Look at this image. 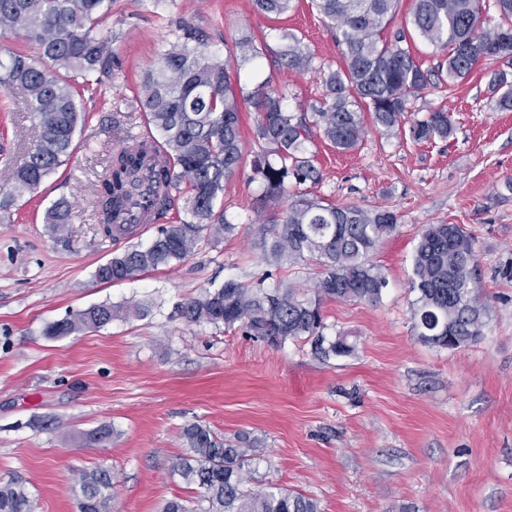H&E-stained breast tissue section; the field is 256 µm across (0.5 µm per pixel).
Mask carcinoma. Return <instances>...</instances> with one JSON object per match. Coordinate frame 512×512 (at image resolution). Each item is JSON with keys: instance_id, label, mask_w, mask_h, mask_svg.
<instances>
[{"instance_id": "obj_1", "label": "carcinoma", "mask_w": 512, "mask_h": 512, "mask_svg": "<svg viewBox=\"0 0 512 512\" xmlns=\"http://www.w3.org/2000/svg\"><path fill=\"white\" fill-rule=\"evenodd\" d=\"M294 0H252L254 10L282 15ZM398 0H312L327 20L345 66L325 77L320 101L291 112L286 95L262 83L251 92L235 91L230 60L208 56L197 31L182 25L183 41L164 49L157 63L145 71L138 98L153 143L134 137L112 152L95 189V215L105 237L131 236L136 225L127 214L134 199L152 198L153 215L160 221L178 198L184 199L186 218L158 227L147 245H133L99 265V283L134 281L149 269L189 258L203 243L234 233L224 212V182L242 160L240 102L253 103L258 118L253 137L260 144L251 163L252 180L263 186L266 199L277 200L297 190L288 207L272 213L258 247L262 260L277 269L311 260L320 277L311 290L288 284L264 288L235 279L205 288L178 307L189 324L243 329L267 343L311 342L322 359L350 353L344 336L324 334L322 305L326 301L377 304L386 280L368 257L378 243L396 230L397 218L388 210L368 212L358 206H339L308 198L303 187L314 186L321 173L307 154L306 133L312 127L338 150L357 146L364 134V112L385 135L402 131L408 98L425 89L432 72L414 55L418 34L445 58L439 68L448 83L466 79L477 63L512 58V43L503 46L502 33L512 35V0H415L408 25L392 39L381 38L396 12ZM498 10L494 26L483 18L489 6ZM112 0H0V35L23 37L39 48L46 66L19 50L0 59V89L20 92L40 128L27 158L12 167L8 183L0 187V212L7 213L24 195L33 193L73 152L78 127L86 113L76 102L85 94L105 92L103 77L117 64L112 30L107 20ZM280 59L295 71L311 67L312 56L298 39L284 35ZM252 38L234 43L230 55L243 62L262 54ZM497 105L512 107V84L493 78ZM416 141L446 139L453 132L448 113L435 110L409 126ZM73 217L72 205L61 197L47 208L44 220L52 232L63 231ZM476 255L473 237L459 224H431L421 232L412 258L410 303L412 329L426 345L455 350L483 336L487 306L474 294ZM142 303L92 305L49 324L45 335L69 336L87 328H101L130 315L143 316ZM112 436L108 426L84 434V444L97 447ZM185 452L173 473L200 490L204 512H321L317 500L277 484L261 490L245 487L253 460L254 441L245 434L223 440L198 422L180 431ZM113 476L105 469L82 474L76 494L78 512H112ZM0 512H31L25 486L0 485Z\"/></svg>"}]
</instances>
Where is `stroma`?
Listing matches in <instances>:
<instances>
[{"label":"stroma","instance_id":"obj_1","mask_svg":"<svg viewBox=\"0 0 512 512\" xmlns=\"http://www.w3.org/2000/svg\"><path fill=\"white\" fill-rule=\"evenodd\" d=\"M183 22L210 54L245 37L265 42V56L233 66V79L248 92L262 83L279 89L292 110L321 99L324 74L343 65L309 0L280 16L257 13L251 0H112L122 66L105 79L107 103L82 101L87 122L69 160L0 220V483H22L33 512H77L76 479L103 468L118 477L117 512H161L176 497L200 512L198 490L172 474L184 451L179 431L197 421L221 438H257L250 488L276 483L317 499L322 512H512V108L497 107L489 89L494 74L512 81V60L483 61L468 79L409 99L410 118L450 114L448 139L387 136L369 123L342 152L310 130L306 145L322 174L311 195L398 218L370 256L387 282L380 303L325 302L327 335L347 336L354 350L323 360L309 343L276 348L238 329L188 324L177 310L229 278L305 290L318 278L315 263L276 269L254 247L262 187L251 179L250 102L241 104L243 160L224 185L234 234L134 281L94 279L100 264L156 234L143 224L134 238H105L94 186L125 136L148 133L136 103L141 78ZM286 33L311 54L310 70L278 61ZM113 108L124 114L118 130ZM37 135L22 96L0 92V144L14 161ZM62 196L73 219L55 235L44 213ZM431 224L473 235L472 286L489 307L482 337L455 351L425 345L411 330L412 257ZM141 300L151 304L146 316L45 334L90 305ZM49 419L55 429L43 430ZM103 425L111 439L85 447L84 433Z\"/></svg>","mask_w":512,"mask_h":512}]
</instances>
